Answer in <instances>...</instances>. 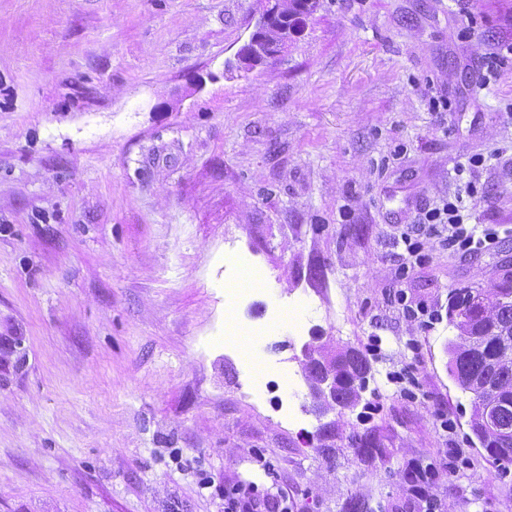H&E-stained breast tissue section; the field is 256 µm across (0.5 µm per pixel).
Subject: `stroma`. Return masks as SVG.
I'll return each instance as SVG.
<instances>
[{
    "instance_id": "1",
    "label": "stroma",
    "mask_w": 512,
    "mask_h": 512,
    "mask_svg": "<svg viewBox=\"0 0 512 512\" xmlns=\"http://www.w3.org/2000/svg\"><path fill=\"white\" fill-rule=\"evenodd\" d=\"M319 3L243 71L257 0H0V512H409L429 463L448 512L512 507L447 353L451 290L512 280V0ZM459 195L497 248L409 257ZM314 337L362 406L315 413ZM314 345L307 343L303 346L302 354L305 371L310 382L316 385L322 380L325 374L335 373L334 376H327L319 384L317 390L320 393V404L323 402H334L336 394V405L343 408L354 407L359 401V393L365 390L370 365L368 360L359 352L348 349L345 351H336V354L329 355L321 347H318L317 355L311 348ZM332 405V406H336ZM330 406V407H332ZM334 408V407H332ZM335 409V408H334ZM224 512H288V497L261 492L255 484H225Z\"/></svg>"
}]
</instances>
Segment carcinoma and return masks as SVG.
Instances as JSON below:
<instances>
[{
  "label": "carcinoma",
  "instance_id": "obj_1",
  "mask_svg": "<svg viewBox=\"0 0 512 512\" xmlns=\"http://www.w3.org/2000/svg\"><path fill=\"white\" fill-rule=\"evenodd\" d=\"M280 16L303 24L318 0H280ZM448 323L459 330L448 342V369L458 386L472 392L475 385L488 386L483 404H474L471 429L497 470L512 468V283L488 290L459 288L448 301ZM319 360L307 367L310 381L319 383L325 374H336V405L355 406L366 388L370 365L359 352L348 349L330 355L318 349ZM493 406L495 429L484 427L482 406Z\"/></svg>",
  "mask_w": 512,
  "mask_h": 512
}]
</instances>
